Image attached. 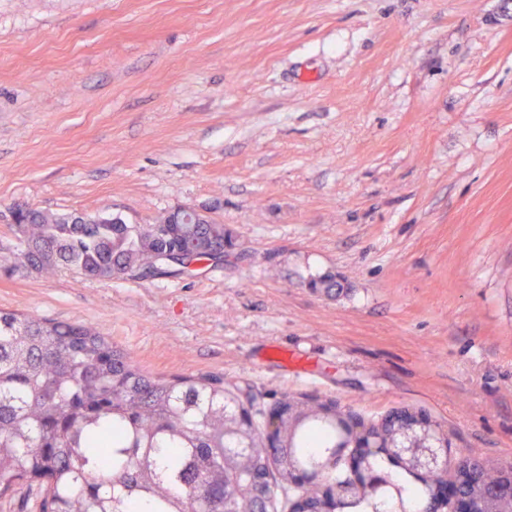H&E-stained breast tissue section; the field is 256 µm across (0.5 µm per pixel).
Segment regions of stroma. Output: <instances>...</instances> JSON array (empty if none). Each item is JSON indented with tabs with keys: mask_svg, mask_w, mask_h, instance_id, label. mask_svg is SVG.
I'll list each match as a JSON object with an SVG mask.
<instances>
[{
	"mask_svg": "<svg viewBox=\"0 0 512 512\" xmlns=\"http://www.w3.org/2000/svg\"><path fill=\"white\" fill-rule=\"evenodd\" d=\"M19 205H191L233 245L178 278L48 274ZM0 310L512 465V0H0Z\"/></svg>",
	"mask_w": 512,
	"mask_h": 512,
	"instance_id": "stroma-1",
	"label": "stroma"
}]
</instances>
